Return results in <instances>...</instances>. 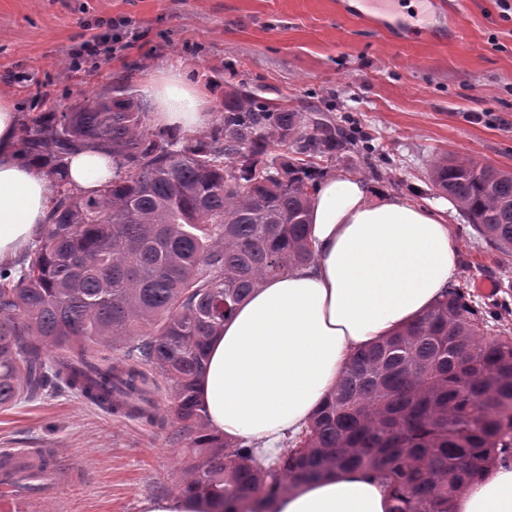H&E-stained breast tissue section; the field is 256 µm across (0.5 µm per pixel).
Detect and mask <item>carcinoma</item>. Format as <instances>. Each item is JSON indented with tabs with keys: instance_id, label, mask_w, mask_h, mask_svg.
I'll return each instance as SVG.
<instances>
[{
	"instance_id": "cac0c4a2",
	"label": "carcinoma",
	"mask_w": 512,
	"mask_h": 512,
	"mask_svg": "<svg viewBox=\"0 0 512 512\" xmlns=\"http://www.w3.org/2000/svg\"><path fill=\"white\" fill-rule=\"evenodd\" d=\"M134 96L87 93L23 124L54 204L17 268H0V408L68 390L110 413L163 424L171 409L203 455L181 494L210 512H270L277 494L341 467L381 480L391 512H455L495 459L512 457V330L462 288L355 352L310 424L264 464L212 434L197 396L208 341L263 280L315 261L311 202L322 162L357 138L317 106L242 84L217 123L182 137L150 128ZM295 156L281 159L279 147ZM112 153L94 195L67 186V158ZM430 180L492 251L512 257V171L443 155Z\"/></svg>"
}]
</instances>
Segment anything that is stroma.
I'll use <instances>...</instances> for the list:
<instances>
[{
  "mask_svg": "<svg viewBox=\"0 0 512 512\" xmlns=\"http://www.w3.org/2000/svg\"><path fill=\"white\" fill-rule=\"evenodd\" d=\"M453 38L437 39L432 0H394L401 39L338 0H0V95L22 120L67 111L82 93L125 90L175 68L218 112L245 83L296 106L312 102L350 118L373 153L352 148L327 164L360 177L374 198L439 203L428 170L451 152L512 169V17L498 0H446ZM118 26L96 65L71 54L105 22ZM459 251L454 278L481 311L512 329V257L492 253L463 215L451 221ZM161 426L113 415L70 393L0 408V449L49 448L61 477L44 512H142L173 498L191 463L180 425L158 398Z\"/></svg>",
  "mask_w": 512,
  "mask_h": 512,
  "instance_id": "1",
  "label": "stroma"
}]
</instances>
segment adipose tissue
Listing matches in <instances>:
<instances>
[{"label":"adipose tissue","instance_id":"1","mask_svg":"<svg viewBox=\"0 0 512 512\" xmlns=\"http://www.w3.org/2000/svg\"><path fill=\"white\" fill-rule=\"evenodd\" d=\"M155 125L192 133L209 119L201 91L176 69L145 74ZM19 117L0 96V265L16 261L47 223L53 191L17 148ZM71 188L94 193L111 180L112 157L97 151L67 161ZM317 259L268 279L209 341L198 397L209 429L254 442L275 458L334 388L349 355L427 311L459 262L447 219L412 201L372 199L361 179L331 174L312 201ZM384 484L337 469L287 489L272 512H388ZM456 512H512V462H494L463 488Z\"/></svg>","mask_w":512,"mask_h":512}]
</instances>
